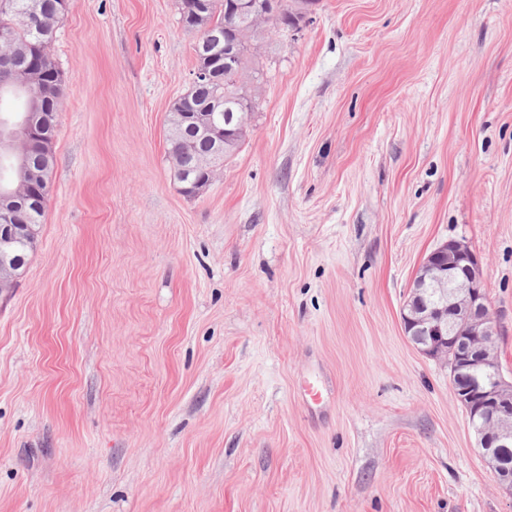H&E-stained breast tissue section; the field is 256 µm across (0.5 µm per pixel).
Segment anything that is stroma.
<instances>
[{
	"mask_svg": "<svg viewBox=\"0 0 512 512\" xmlns=\"http://www.w3.org/2000/svg\"><path fill=\"white\" fill-rule=\"evenodd\" d=\"M179 0H69L38 243L0 295V512H512L401 311L450 240L512 376V0H317L186 196Z\"/></svg>",
	"mask_w": 512,
	"mask_h": 512,
	"instance_id": "1",
	"label": "stroma"
}]
</instances>
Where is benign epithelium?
<instances>
[{
  "label": "benign epithelium",
  "mask_w": 512,
  "mask_h": 512,
  "mask_svg": "<svg viewBox=\"0 0 512 512\" xmlns=\"http://www.w3.org/2000/svg\"><path fill=\"white\" fill-rule=\"evenodd\" d=\"M280 8L277 0H236L232 9L238 21L254 22ZM244 56L238 41L224 42V65L238 67ZM196 129L214 141L216 148L245 131V122L222 112H211L197 121ZM47 147L34 113L0 120V158L21 172L32 142ZM39 187L24 179L0 188V225L7 233L0 243L36 235L31 224H13L12 211ZM404 331L426 356L454 362L451 384L455 398L464 406L477 447L490 467L497 485L512 495V462L504 451L512 447V377L503 374L496 348L497 321L490 309L480 258L464 243L450 241L433 250L414 283L412 299L401 314Z\"/></svg>",
  "instance_id": "benign-epithelium-1"
}]
</instances>
